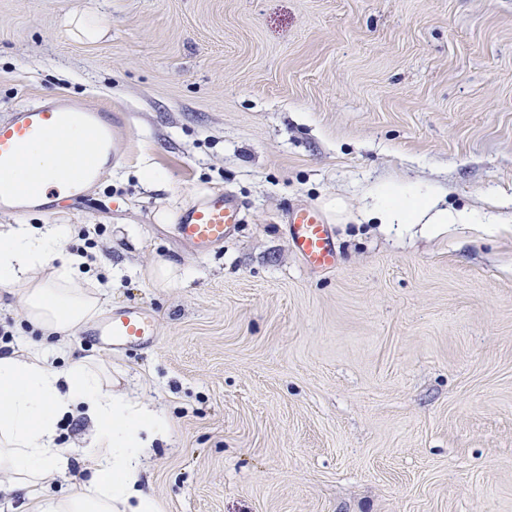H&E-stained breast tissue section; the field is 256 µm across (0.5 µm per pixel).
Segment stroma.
I'll return each mask as SVG.
<instances>
[{
	"mask_svg": "<svg viewBox=\"0 0 512 512\" xmlns=\"http://www.w3.org/2000/svg\"><path fill=\"white\" fill-rule=\"evenodd\" d=\"M88 5L93 42L62 24ZM54 93L122 110L125 159L0 225H71L70 250L96 226L102 314L156 316L148 348L71 341L166 414L160 512H512V0H0V118ZM394 178L501 222L364 219ZM217 193L243 205L221 250L154 220ZM293 208L334 269L295 253ZM156 257L187 278L154 287ZM0 326L42 340L2 288ZM291 245L304 262L314 269L336 265V241L332 227L317 209H298L288 215Z\"/></svg>",
	"mask_w": 512,
	"mask_h": 512,
	"instance_id": "35a3bbf8",
	"label": "stroma"
}]
</instances>
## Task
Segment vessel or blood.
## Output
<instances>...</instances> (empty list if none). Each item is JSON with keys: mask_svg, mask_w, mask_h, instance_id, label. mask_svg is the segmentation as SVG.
Returning a JSON list of instances; mask_svg holds the SVG:
<instances>
[{"mask_svg": "<svg viewBox=\"0 0 512 512\" xmlns=\"http://www.w3.org/2000/svg\"><path fill=\"white\" fill-rule=\"evenodd\" d=\"M123 121L120 111L63 94L46 96L10 112L0 120V209L50 213L59 194H66L75 202L84 200L101 170L120 157L117 129ZM76 129L90 138L91 149L86 154L69 152L70 134ZM37 144L56 146L61 188L17 178L28 151ZM240 214L241 207L231 196L211 195L189 206L181 214L176 230L195 251L207 253L235 233ZM288 231L294 250L309 267L325 270L335 266L336 241L321 211L304 208L290 213ZM86 334L105 350L120 353L134 346H151L158 336L157 319L144 308L129 306L107 321L92 324Z\"/></svg>", "mask_w": 512, "mask_h": 512, "instance_id": "b4317fda", "label": "vessel or blood"}]
</instances>
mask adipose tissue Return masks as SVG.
I'll return each mask as SVG.
<instances>
[{
    "mask_svg": "<svg viewBox=\"0 0 512 512\" xmlns=\"http://www.w3.org/2000/svg\"><path fill=\"white\" fill-rule=\"evenodd\" d=\"M438 201V192L393 182L377 191L374 212L384 224H425L433 231L475 223L473 212ZM71 234L67 224L0 226V287L20 295L24 319L43 337L0 353V496L28 499L31 512H159L136 485L146 448L168 429L166 417L114 392L94 361L69 356V336L98 315L103 294L82 284L84 260L65 250ZM53 355L68 356L67 367H52ZM78 410L89 418L90 433L82 447H63L57 424ZM74 458L85 478L49 495Z\"/></svg>",
    "mask_w": 512,
    "mask_h": 512,
    "instance_id": "adipose-tissue-1",
    "label": "adipose tissue"
}]
</instances>
